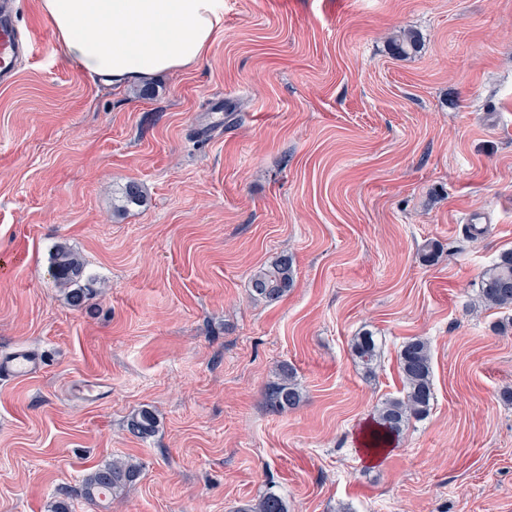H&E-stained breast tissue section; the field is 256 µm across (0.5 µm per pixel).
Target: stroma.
Segmentation results:
<instances>
[{
    "instance_id": "35a3bbf8",
    "label": "stroma",
    "mask_w": 512,
    "mask_h": 512,
    "mask_svg": "<svg viewBox=\"0 0 512 512\" xmlns=\"http://www.w3.org/2000/svg\"><path fill=\"white\" fill-rule=\"evenodd\" d=\"M18 3L40 48L0 86V356L44 367L0 379V512L65 491L75 512H236L270 488L288 512H512V307L479 296L512 249V0H224L202 61L120 90ZM404 34L417 49L394 56ZM131 180L145 200L116 211ZM61 242L91 309L53 281ZM284 254L294 286L269 304L250 278ZM413 337L430 412L367 454ZM284 363L304 401L275 413ZM125 457L142 472L109 510L77 497ZM352 352L369 373H374L380 358V349L375 336L366 332L356 336L352 343ZM39 369V359L26 349H18L0 362V375L13 381L30 378ZM157 425V416L149 408H141L134 412L126 422L128 432L140 439L151 437L156 432Z\"/></svg>"
}]
</instances>
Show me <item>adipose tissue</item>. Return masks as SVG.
<instances>
[{
  "label": "adipose tissue",
  "mask_w": 512,
  "mask_h": 512,
  "mask_svg": "<svg viewBox=\"0 0 512 512\" xmlns=\"http://www.w3.org/2000/svg\"><path fill=\"white\" fill-rule=\"evenodd\" d=\"M64 59L114 86L201 61L224 27V0H40Z\"/></svg>",
  "instance_id": "adipose-tissue-1"
}]
</instances>
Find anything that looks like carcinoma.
I'll use <instances>...</instances> for the list:
<instances>
[{
  "label": "carcinoma",
  "instance_id": "carcinoma-1",
  "mask_svg": "<svg viewBox=\"0 0 512 512\" xmlns=\"http://www.w3.org/2000/svg\"><path fill=\"white\" fill-rule=\"evenodd\" d=\"M142 200L141 185L129 181L121 196L116 199L115 206L126 209ZM51 270L69 306L77 310L90 308L92 293L88 286L81 284L84 262L78 253L64 243L56 245L51 256ZM294 278L293 260L284 255L258 269L251 276L250 288L256 297L267 303H275L292 288ZM480 298L488 309L512 307V250L501 253L482 274ZM352 352L368 372H375L380 358L375 336L366 332L356 337L352 343ZM398 367L403 382V395L386 398L376 410L373 428L368 436V447L376 450L389 445L394 437L409 426L411 420L422 419L430 411L433 384L432 354L428 342L415 337L403 343L398 355ZM266 398L270 408L276 412L300 406L304 393L292 368L284 365L279 369L278 380L268 385ZM157 425V416L149 408L134 412L126 422L128 432L140 439L152 436ZM139 475L140 466L132 458L101 463L85 475L80 495L91 503H102L131 485ZM237 512H288V509L281 495L269 489L256 502L240 506Z\"/></svg>",
  "mask_w": 512,
  "mask_h": 512
}]
</instances>
